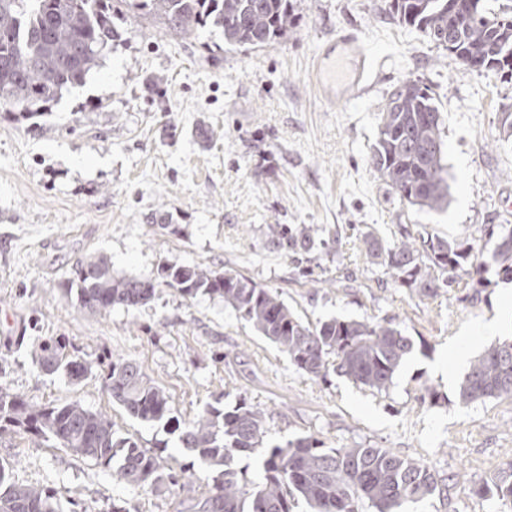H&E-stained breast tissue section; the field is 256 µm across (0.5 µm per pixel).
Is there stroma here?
I'll list each match as a JSON object with an SVG mask.
<instances>
[{"label": "stroma", "mask_w": 512, "mask_h": 512, "mask_svg": "<svg viewBox=\"0 0 512 512\" xmlns=\"http://www.w3.org/2000/svg\"><path fill=\"white\" fill-rule=\"evenodd\" d=\"M290 35L261 49L229 46L206 26L181 37L117 0L121 37L84 84L45 114L0 111V387L32 403L80 400L107 413L118 434L187 467L190 488L216 471L183 447L178 423L204 406L246 401L264 411V445L313 436L330 448L375 446L416 459L448 490L402 512H512L476 490L512 459V397L458 406L457 349L477 357L483 324L512 316V282L484 249V285L462 274L450 293L421 298L388 281L356 245L399 225L448 239L482 225H512V81L479 72L416 29L389 0H292ZM352 29L373 73L361 94L327 105L312 77L322 45ZM426 84L441 112L450 185L446 209L400 200L370 161L393 87ZM163 227H156V220ZM178 233H168V225ZM271 224L338 231V251L311 256L312 277L268 243ZM105 257L114 273L155 277L160 264L232 270L277 292L312 325L331 319L393 320L414 349L388 391L329 374L312 378L218 297L158 286L143 307L105 314L74 308L62 284L81 259ZM62 337L86 363L80 381L32 361L42 340ZM135 362L170 400L171 422L149 423L113 404L110 361ZM439 394L421 401L423 385ZM16 482L54 490L63 512H178L186 491L126 485L56 442L18 432L0 438ZM189 488V489H190Z\"/></svg>", "instance_id": "1"}]
</instances>
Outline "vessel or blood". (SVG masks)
<instances>
[{
	"label": "vessel or blood",
	"mask_w": 512,
	"mask_h": 512,
	"mask_svg": "<svg viewBox=\"0 0 512 512\" xmlns=\"http://www.w3.org/2000/svg\"><path fill=\"white\" fill-rule=\"evenodd\" d=\"M366 77V58L358 47V37L346 31L329 40L321 50L315 80L321 94L330 101L362 89Z\"/></svg>",
	"instance_id": "1"
}]
</instances>
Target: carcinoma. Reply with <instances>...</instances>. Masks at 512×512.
<instances>
[{
  "label": "carcinoma",
  "instance_id": "1",
  "mask_svg": "<svg viewBox=\"0 0 512 512\" xmlns=\"http://www.w3.org/2000/svg\"><path fill=\"white\" fill-rule=\"evenodd\" d=\"M130 5L161 20L184 36H197L207 23L222 28L224 43L264 48L294 26L290 0H131ZM389 11L399 23L417 29L451 55L482 62L481 69L512 79V5L495 12L479 0L475 15L462 28L464 38L448 47L454 18L448 0H391ZM119 37L112 27V0H0V109L36 114L68 86L82 83L98 65L107 44ZM501 46L493 56L489 48ZM371 164L379 177L411 206L428 210L448 207L449 184L444 164L441 115L429 87L406 80L390 93L380 112ZM400 238L383 241L367 230L359 248L380 266L392 284L419 297H434L454 287L458 272L470 265L481 273L478 257L493 245L500 273L512 279V229L485 224L480 240L413 235L399 225ZM270 244L303 260L315 246L338 250V236L317 238L309 224H271ZM159 284L182 296L197 294L224 300L256 331L288 354L297 370L313 378L333 372L379 392L387 390L414 344L390 320L332 318L306 325L269 288L232 270L204 269L197 264H162L153 278L119 276L103 257L82 261L75 278L65 283L75 293L78 310L108 312L115 306L139 308ZM33 362L62 371L71 380L87 367L69 353L65 338L37 344ZM104 388L112 401L145 422H161L170 413L169 397L131 360L110 363ZM512 397V338L488 347L459 384L461 405ZM23 430L52 438L74 454L93 461L125 484L158 489L177 484L174 468L162 457L116 434L112 419L81 401L35 405L0 388V436ZM265 434L264 413L245 403L219 409L207 405L183 423L182 442L202 464L219 470L207 492L187 498L183 512H292L304 501L311 512H401L408 501L442 491L428 466L388 448H326L313 437L267 447L260 481L248 492L241 485L235 458L255 451ZM476 493L512 503V460ZM0 512H61L54 491L12 480L10 464L0 462Z\"/></svg>",
  "mask_w": 512,
  "mask_h": 512
}]
</instances>
